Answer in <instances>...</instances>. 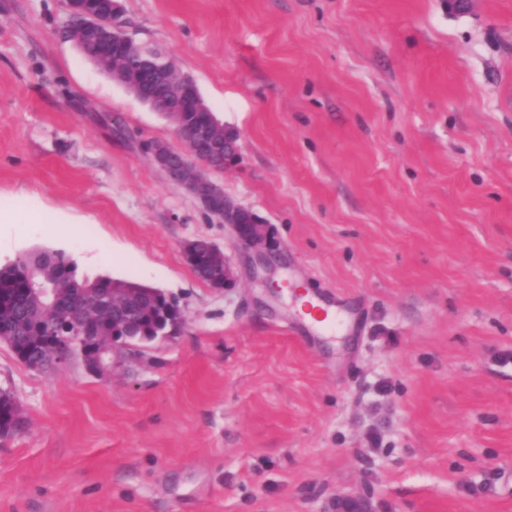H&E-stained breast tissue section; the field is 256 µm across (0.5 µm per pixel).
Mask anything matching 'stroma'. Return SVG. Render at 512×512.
<instances>
[{
    "mask_svg": "<svg viewBox=\"0 0 512 512\" xmlns=\"http://www.w3.org/2000/svg\"><path fill=\"white\" fill-rule=\"evenodd\" d=\"M123 6L237 133L210 177L277 248L253 266L142 152L173 126L60 38L66 0H0V207L59 218L0 220V266L61 249L185 317L109 377L0 342V512H512V0ZM297 292L348 327L312 331ZM19 203V207L15 209L12 213V218L16 224H41V223H51V222H42V221H50L47 213L37 209L30 207L28 202L23 196H19L17 198Z\"/></svg>",
    "mask_w": 512,
    "mask_h": 512,
    "instance_id": "35a3bbf8",
    "label": "stroma"
}]
</instances>
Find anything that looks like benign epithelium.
<instances>
[{
  "label": "benign epithelium",
  "mask_w": 512,
  "mask_h": 512,
  "mask_svg": "<svg viewBox=\"0 0 512 512\" xmlns=\"http://www.w3.org/2000/svg\"><path fill=\"white\" fill-rule=\"evenodd\" d=\"M87 0H67L71 20L61 35L75 43L104 66L109 62L121 66L120 81L138 100L148 102L156 112H164L173 124L181 149L173 150L161 141L143 144V151L172 182L183 186L201 203L204 211L222 219L238 247L262 255L273 246L270 228L251 209L235 202L221 186L206 175L191 172L187 159L203 151V143L216 128L222 129L211 109L205 104L194 79L177 72L173 59L157 47L144 50V43L126 29L122 20L120 0H99L96 10L90 11ZM183 112L197 113L200 137L189 138L180 123ZM223 277L211 283L218 290L232 288L236 279L228 256H223ZM39 296L52 306L67 307L66 314L72 321L70 332L63 336L52 324L42 326L39 343L53 356V368L62 369L78 352L93 350L97 354L98 369L95 374H106L118 365L142 359L141 350L134 348L131 337L119 329H112V340L102 341L95 335L94 326L86 319L76 320L73 303L62 300L55 289L39 288ZM156 300L164 299L167 305L160 307L161 320L158 336H142L140 341L150 343L159 338L173 336L183 322V311L176 299L161 291Z\"/></svg>",
  "instance_id": "7a95c632"
}]
</instances>
